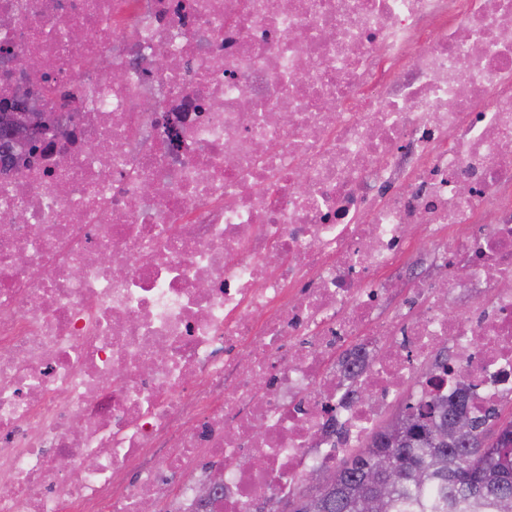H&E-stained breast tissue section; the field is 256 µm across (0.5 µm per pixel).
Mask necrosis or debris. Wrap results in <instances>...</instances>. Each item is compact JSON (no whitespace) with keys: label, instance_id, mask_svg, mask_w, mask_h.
I'll return each instance as SVG.
<instances>
[{"label":"necrosis or debris","instance_id":"obj_1","mask_svg":"<svg viewBox=\"0 0 512 512\" xmlns=\"http://www.w3.org/2000/svg\"><path fill=\"white\" fill-rule=\"evenodd\" d=\"M17 96L70 136L0 169V512H256L512 402V0H0ZM408 246L410 251L406 261L417 262L433 276L439 275V269L434 262L433 257L429 253V250L425 245V241L420 238L417 231L416 234H412V239Z\"/></svg>","mask_w":512,"mask_h":512}]
</instances>
